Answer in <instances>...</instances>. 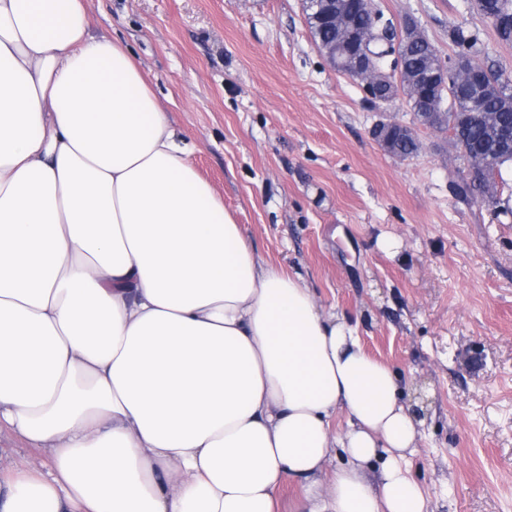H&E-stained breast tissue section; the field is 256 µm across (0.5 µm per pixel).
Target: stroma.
Returning <instances> with one entry per match:
<instances>
[{"instance_id":"35a3bbf8","label":"stroma","mask_w":512,"mask_h":512,"mask_svg":"<svg viewBox=\"0 0 512 512\" xmlns=\"http://www.w3.org/2000/svg\"><path fill=\"white\" fill-rule=\"evenodd\" d=\"M441 54L454 26L512 78V44L467 0H374ZM92 33L128 46L199 175L257 255L300 277L324 310L405 379L424 420L407 467L429 512H512V176L494 200L452 185L469 166L405 95L374 109L318 49L302 0H88ZM380 121L410 127L417 155L384 150ZM396 237L397 254L377 246ZM48 458L0 432V466Z\"/></svg>"}]
</instances>
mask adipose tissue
I'll return each instance as SVG.
<instances>
[{
  "label": "adipose tissue",
  "mask_w": 512,
  "mask_h": 512,
  "mask_svg": "<svg viewBox=\"0 0 512 512\" xmlns=\"http://www.w3.org/2000/svg\"><path fill=\"white\" fill-rule=\"evenodd\" d=\"M86 0H0V512H428L399 375L260 260ZM342 427H332L334 417ZM1 448V470L8 468L12 464L28 466L46 472L47 455L40 450L29 448L27 443L15 436L7 429L1 430L0 435ZM304 493L301 486L289 479L282 483L278 494L277 512H299L304 510Z\"/></svg>",
  "instance_id": "1"
}]
</instances>
